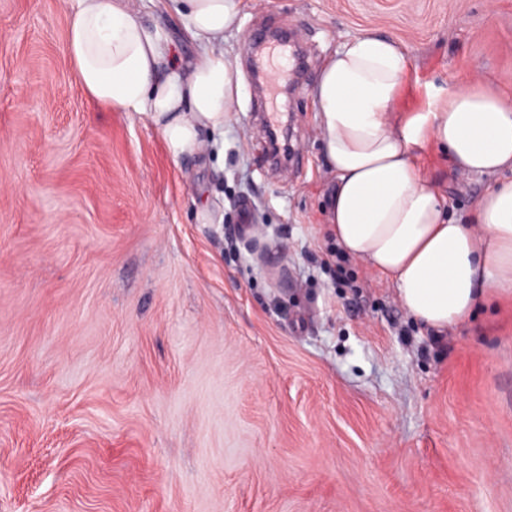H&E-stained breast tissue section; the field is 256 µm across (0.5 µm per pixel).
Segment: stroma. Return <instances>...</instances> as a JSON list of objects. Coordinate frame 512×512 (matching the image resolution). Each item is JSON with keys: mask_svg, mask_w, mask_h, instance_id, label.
I'll use <instances>...</instances> for the list:
<instances>
[{"mask_svg": "<svg viewBox=\"0 0 512 512\" xmlns=\"http://www.w3.org/2000/svg\"><path fill=\"white\" fill-rule=\"evenodd\" d=\"M256 30L296 35L303 77L277 58L257 90ZM66 33L62 0H0V512H512V305L437 334L361 263L338 284L311 96L374 33L410 60L398 114L512 100V0H241L234 118L177 160L88 98ZM419 164L462 224L495 184L434 143Z\"/></svg>", "mask_w": 512, "mask_h": 512, "instance_id": "1", "label": "stroma"}]
</instances>
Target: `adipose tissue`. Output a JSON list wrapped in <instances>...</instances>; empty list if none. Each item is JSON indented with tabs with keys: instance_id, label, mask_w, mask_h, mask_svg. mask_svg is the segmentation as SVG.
<instances>
[{
	"instance_id": "1",
	"label": "adipose tissue",
	"mask_w": 512,
	"mask_h": 512,
	"mask_svg": "<svg viewBox=\"0 0 512 512\" xmlns=\"http://www.w3.org/2000/svg\"><path fill=\"white\" fill-rule=\"evenodd\" d=\"M67 52L86 95L155 126L172 157L203 153L240 99L225 32L237 0H177L198 53L180 65L166 31L147 26L136 0H64ZM410 75L390 38L363 34L329 56L312 88L317 127L335 176L329 228L342 251L392 281L405 310L445 329L488 297L512 300V102L474 88L436 94L423 112L395 117ZM461 173L496 177L472 223L446 205L418 165L428 142Z\"/></svg>"
}]
</instances>
